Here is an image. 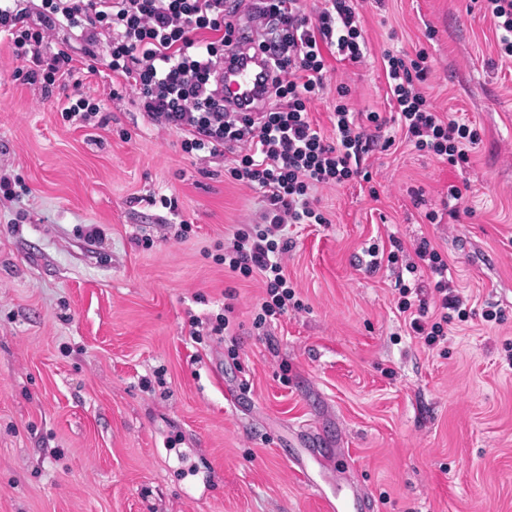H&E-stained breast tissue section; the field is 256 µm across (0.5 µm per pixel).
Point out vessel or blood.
<instances>
[{
  "label": "vessel or blood",
  "instance_id": "obj_1",
  "mask_svg": "<svg viewBox=\"0 0 512 512\" xmlns=\"http://www.w3.org/2000/svg\"><path fill=\"white\" fill-rule=\"evenodd\" d=\"M270 79L269 68L259 58L225 61L224 97L239 111H255L263 103L264 89Z\"/></svg>",
  "mask_w": 512,
  "mask_h": 512
}]
</instances>
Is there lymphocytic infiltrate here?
Wrapping results in <instances>:
<instances>
[{
	"mask_svg": "<svg viewBox=\"0 0 512 512\" xmlns=\"http://www.w3.org/2000/svg\"><path fill=\"white\" fill-rule=\"evenodd\" d=\"M21 0H0V29L10 32L16 57L29 62L28 80L51 89L68 83L61 115L83 119L96 111L75 80L65 51L48 53L56 29H66L95 56L107 41L113 76L135 91L144 116L154 125L181 133L185 153L212 156L248 151L228 173L259 190L266 202L261 223L234 231L223 263L243 277L259 275L265 295L258 323L283 314L295 291L284 272L286 230L292 224H322L312 192L360 178L370 181L364 166L376 145L391 147L394 138L377 142L370 131L396 123L416 151L446 161L451 168L471 163L470 149L480 129L440 112L423 91L431 72L426 48L414 54L384 51L382 61L391 94V117L353 111L346 84L336 87L332 114L334 138L313 124L311 106L327 80L326 55L364 62L368 42L361 20L363 0H324L308 13L306 0H260L255 16L268 31L253 47L269 59L273 75L266 101L258 112H238L224 103L221 69L237 58L246 37L224 9V0H42L37 19H30ZM416 259L407 263L414 282L402 285L401 312L408 315L412 336L426 345L445 337L450 319L467 320V299L458 290L446 259L428 240L419 241Z\"/></svg>",
	"mask_w": 512,
	"mask_h": 512,
	"instance_id": "f902f5d3",
	"label": "lymphocytic infiltrate"
}]
</instances>
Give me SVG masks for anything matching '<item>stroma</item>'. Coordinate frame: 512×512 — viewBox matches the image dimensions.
<instances>
[{"label": "stroma", "mask_w": 512, "mask_h": 512, "mask_svg": "<svg viewBox=\"0 0 512 512\" xmlns=\"http://www.w3.org/2000/svg\"><path fill=\"white\" fill-rule=\"evenodd\" d=\"M364 30L370 58L332 61L312 105L325 136L336 82L355 111L388 112L380 55L422 43L428 99L481 142L463 171L372 152L374 198L315 190L326 221L291 228L285 267L302 308L262 326L260 277L216 260L265 209L231 155L184 153L114 91L107 51L88 72L59 30L106 106L66 121L0 41V176L25 187L0 197V512H326L339 491L365 512H512V61L481 0H368ZM452 185L458 219L427 223ZM163 194L179 216L151 204ZM394 237L409 254L428 239L470 298L433 346L406 331L396 268L363 265Z\"/></svg>", "instance_id": "1"}]
</instances>
